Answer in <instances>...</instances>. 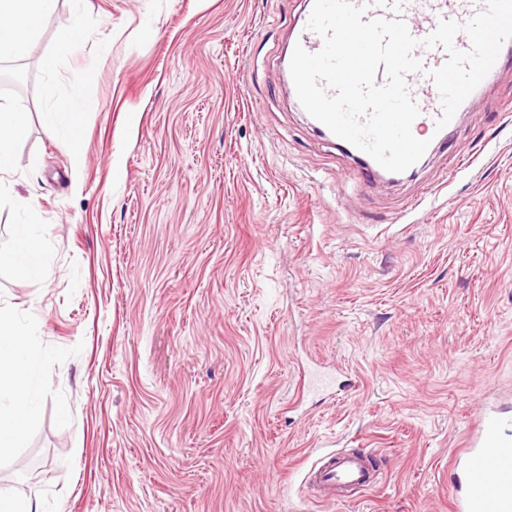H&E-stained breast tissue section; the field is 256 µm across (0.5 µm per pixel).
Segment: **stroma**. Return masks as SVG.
I'll return each instance as SVG.
<instances>
[{
    "label": "stroma",
    "mask_w": 512,
    "mask_h": 512,
    "mask_svg": "<svg viewBox=\"0 0 512 512\" xmlns=\"http://www.w3.org/2000/svg\"><path fill=\"white\" fill-rule=\"evenodd\" d=\"M302 0H57L0 58L28 134L0 175L47 274L0 268L40 392L0 485L48 512H451L448 459L512 406V66L446 146L370 183L293 98ZM82 12L84 37L56 33ZM55 57L53 70L43 61ZM62 96L98 102L75 134ZM355 388L296 399L300 371ZM367 453L380 483L310 499L307 468Z\"/></svg>",
    "instance_id": "1"
}]
</instances>
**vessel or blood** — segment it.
Listing matches in <instances>:
<instances>
[{"label": "vessel or blood", "mask_w": 512, "mask_h": 512, "mask_svg": "<svg viewBox=\"0 0 512 512\" xmlns=\"http://www.w3.org/2000/svg\"><path fill=\"white\" fill-rule=\"evenodd\" d=\"M485 0H405L401 13L373 7L368 18L401 16L410 33L418 38L430 34L443 19L466 22L483 10ZM409 90L420 108L412 124L415 137L428 141L430 149L445 145L449 128H437L442 113L440 95L424 75H407ZM449 468L454 477L449 487L453 512H512V410L483 405L461 439ZM315 497L335 503L354 499L378 484L366 455L333 452L306 473Z\"/></svg>", "instance_id": "b4317fda"}]
</instances>
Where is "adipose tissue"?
I'll return each instance as SVG.
<instances>
[{
	"instance_id": "1",
	"label": "adipose tissue",
	"mask_w": 512,
	"mask_h": 512,
	"mask_svg": "<svg viewBox=\"0 0 512 512\" xmlns=\"http://www.w3.org/2000/svg\"><path fill=\"white\" fill-rule=\"evenodd\" d=\"M56 0H0V54L22 53L41 23L50 16ZM27 121L11 106L0 104V173L10 172L15 147L24 136ZM41 225L36 208H27L25 220L15 227V244L0 250V267L25 277L45 276L39 258L36 230ZM31 333L7 309L0 308V450L22 444L36 391L32 375Z\"/></svg>"
}]
</instances>
